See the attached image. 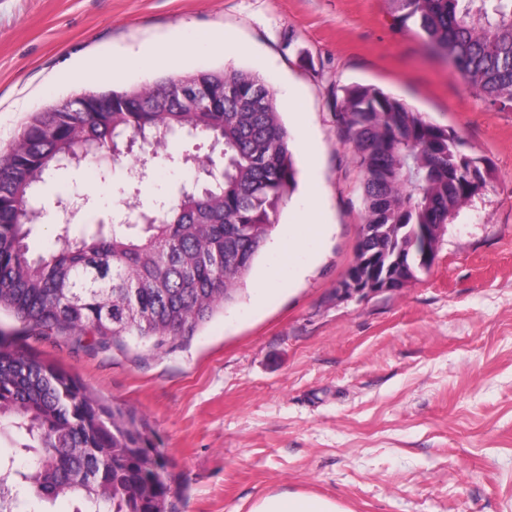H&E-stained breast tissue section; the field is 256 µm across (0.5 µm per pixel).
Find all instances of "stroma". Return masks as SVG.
I'll return each mask as SVG.
<instances>
[{
	"mask_svg": "<svg viewBox=\"0 0 512 512\" xmlns=\"http://www.w3.org/2000/svg\"><path fill=\"white\" fill-rule=\"evenodd\" d=\"M228 28L237 42L85 81L79 62ZM245 66L274 89L299 167L246 291L195 336L106 351L30 336L8 342L144 415L176 475V512H250L309 494L345 512H512V110L480 98L388 0H0V150L31 112L82 92ZM373 85L461 135L495 169L427 273L397 291L338 288L359 240L362 175L339 134L336 89ZM131 179L72 169L42 188L111 222ZM317 199L330 230L295 278L278 243ZM272 286L256 302V286Z\"/></svg>",
	"mask_w": 512,
	"mask_h": 512,
	"instance_id": "obj_1",
	"label": "stroma"
}]
</instances>
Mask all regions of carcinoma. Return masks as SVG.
<instances>
[{
    "label": "carcinoma",
    "mask_w": 512,
    "mask_h": 512,
    "mask_svg": "<svg viewBox=\"0 0 512 512\" xmlns=\"http://www.w3.org/2000/svg\"><path fill=\"white\" fill-rule=\"evenodd\" d=\"M399 23L417 28L476 93L512 108V0H389ZM213 88L200 109L162 102L165 75L99 92L81 112L47 105L32 113L0 155V311L36 336H65L106 350L134 339L161 349L190 338L244 290L264 253L298 170L288 130L267 82L248 68L195 72ZM342 137L362 173L363 223L387 224L382 248L416 256L411 230L448 224L495 179L465 140L372 85L341 87ZM211 151L170 152L178 140ZM130 145L129 151L112 148ZM131 160L139 181L163 158L184 170L212 165L215 178L180 186L134 221L79 224L40 201L38 187L68 168L106 174ZM55 236L38 255L30 226ZM22 437L15 458L0 454V512H39L66 498L72 512H174L173 476L147 422L93 396L77 377L0 341V433Z\"/></svg>",
    "instance_id": "1"
}]
</instances>
